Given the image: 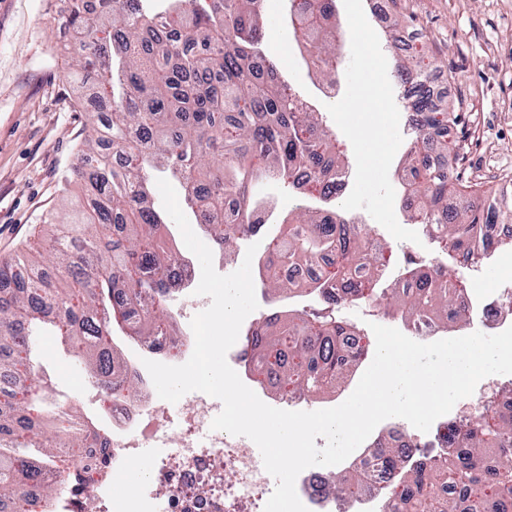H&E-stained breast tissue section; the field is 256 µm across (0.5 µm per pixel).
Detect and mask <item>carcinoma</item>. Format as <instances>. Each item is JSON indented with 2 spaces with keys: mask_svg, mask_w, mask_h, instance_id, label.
<instances>
[{
  "mask_svg": "<svg viewBox=\"0 0 512 512\" xmlns=\"http://www.w3.org/2000/svg\"><path fill=\"white\" fill-rule=\"evenodd\" d=\"M334 0L293 4L288 32L323 73L336 72V36L330 34ZM262 0H72L67 20L74 55L72 82H95L106 123L90 115L92 135L82 143L79 177L95 198L56 222L53 270L33 249L0 260V512H28L36 488L54 497L44 480L60 461V448L94 444L96 433L51 397L39 373L34 336L52 329L82 360L88 377L116 372L112 328L152 336L164 318L167 273L176 254L167 245V220L151 197V176L168 172L185 187L187 208L205 190L236 202L234 226L224 212L203 215L215 242L228 248L255 231L250 213L256 184L294 187L301 169L323 179L344 170L336 143L319 113L300 110L276 65L263 57ZM432 62L422 51L398 65L399 83L415 82L411 109L416 139L404 167L403 207L432 226L439 252L486 254L512 238L494 240L490 224L512 221V210L482 186L454 176L458 162L448 127L458 122L453 104L431 98ZM298 214L282 220L264 264L291 268L293 278L263 277L266 290L304 288L321 294L336 282L355 301L376 309L396 306L406 320L462 322L463 282L437 265H411L392 287L377 284L392 253L367 244L362 228L332 206L328 196L308 197ZM336 218L321 223V211ZM328 256L336 261L323 264ZM354 326L334 315L296 310L265 320L246 342L251 364L286 393H320L336 386L363 358L346 348ZM54 436H46V427ZM448 462L411 469L391 450L378 465L394 475L386 486L394 512H512V415L487 398L477 413L448 425Z\"/></svg>",
  "mask_w": 512,
  "mask_h": 512,
  "instance_id": "carcinoma-1",
  "label": "carcinoma"
}]
</instances>
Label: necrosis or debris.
<instances>
[{
  "label": "necrosis or debris",
  "mask_w": 512,
  "mask_h": 512,
  "mask_svg": "<svg viewBox=\"0 0 512 512\" xmlns=\"http://www.w3.org/2000/svg\"><path fill=\"white\" fill-rule=\"evenodd\" d=\"M465 308H480L486 324L497 331L512 326V289L473 297L465 295ZM253 323L242 325V338L229 350L233 366L243 369L242 381L267 405L290 411L305 410V396H271L262 380L247 372L251 351L245 341ZM115 345L126 349L124 377L134 388L107 391L101 384L85 382L82 395L92 405L90 414L103 423L110 435L103 448L83 449L75 463L90 471L91 481L73 484L51 505L52 512H264L276 487L263 466L261 453L247 437L233 436L211 428L221 412L217 398L191 393L178 411L157 398L151 377L143 366L149 359L180 365L191 356L195 338L191 327L177 336H152ZM465 406L440 417L434 440L412 433L405 422L390 420L379 430L389 447L406 462H440L448 456L443 439L450 422L467 414ZM155 449L152 464H144L141 451ZM371 449H356L343 463L344 468L362 472V489L348 502H340L331 484L336 475L332 466L307 468L296 479V492L308 512H387L378 491L387 477L366 469ZM147 465V480L129 495L122 494L118 479L131 467Z\"/></svg>",
  "instance_id": "necrosis-or-debris-1"
}]
</instances>
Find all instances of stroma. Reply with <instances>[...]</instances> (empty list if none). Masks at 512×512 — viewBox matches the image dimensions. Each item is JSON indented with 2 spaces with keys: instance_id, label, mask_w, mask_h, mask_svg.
<instances>
[{
  "instance_id": "35a3bbf8",
  "label": "stroma",
  "mask_w": 512,
  "mask_h": 512,
  "mask_svg": "<svg viewBox=\"0 0 512 512\" xmlns=\"http://www.w3.org/2000/svg\"><path fill=\"white\" fill-rule=\"evenodd\" d=\"M263 49L301 99L315 106L336 140L349 184L339 203L376 231L388 250H430L431 244L402 208L401 173L411 131L393 73L404 57L389 34L425 48L440 75L453 74L439 97L453 103L460 121L448 133L460 147L463 180L506 189L512 205V0H336V86L309 69L300 53L282 51L286 0H265ZM359 24L349 30L346 15ZM70 0H0V260L35 245L50 231L49 216L63 217L71 203L61 190L78 166L88 115L75 102L68 74L72 59L60 25ZM374 94L357 109L337 103L357 98L361 85ZM358 99V98H357ZM481 295L512 286V248L497 250L479 270L459 272ZM35 357L50 376L56 398L85 415L80 387L87 374L58 337L44 336Z\"/></svg>"
}]
</instances>
